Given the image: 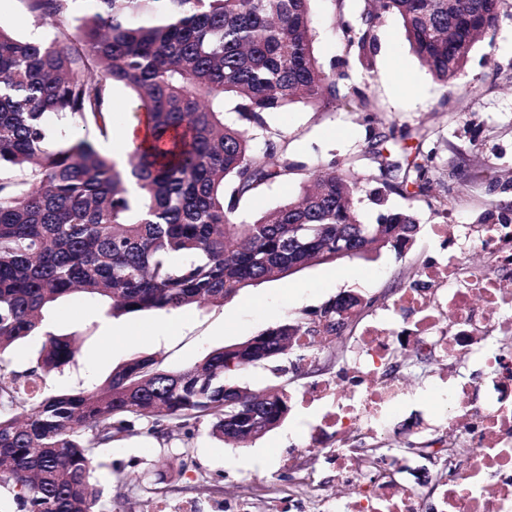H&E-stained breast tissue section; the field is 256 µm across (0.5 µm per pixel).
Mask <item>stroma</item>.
<instances>
[{"instance_id":"35a3bbf8","label":"stroma","mask_w":512,"mask_h":512,"mask_svg":"<svg viewBox=\"0 0 512 512\" xmlns=\"http://www.w3.org/2000/svg\"><path fill=\"white\" fill-rule=\"evenodd\" d=\"M316 33L315 55L326 71L345 72L352 84L371 95L383 124L395 123L428 133L437 147L440 170L428 196L407 202L390 195L386 207L373 204L365 193L355 197L362 223L376 224L383 209L412 208L420 232L412 247L396 254L375 246L362 259L313 265L278 280L238 292L224 305L203 304L168 312H145L110 319L97 304L73 297L56 306L48 331L78 334L84 341L73 362L45 382L48 393L71 392L102 384L113 368L132 355H152L168 370L200 362L210 351L246 340L286 320L310 312L339 294L393 301L419 267L440 258L442 246L432 227L441 219L452 224L477 223L482 213L512 215V19L502 20L474 46L464 71L443 84L436 81L411 50L398 18H387L375 30L378 50L371 70L347 58L334 28L333 0H312ZM266 120L292 142L315 173L321 164H371V136L358 113L342 103L313 106L303 102L270 112ZM496 169L499 185L489 189L487 169ZM306 174L263 188L241 200L235 217L250 221L259 213L294 197ZM351 343L337 338L331 348L306 355L291 351L277 364L250 368L241 381L262 393L275 381V367L285 368V389L293 401L287 418L261 438L237 446L212 438L207 429L192 437L161 442L136 435L116 442L106 465L96 472L104 490L122 485L127 495L121 512H157L165 504L198 502L200 512H212L229 499L251 503L264 512L274 496H286L306 477L299 448L322 415L348 390L336 383ZM441 366L427 360L415 370L401 369L405 393L387 415L390 435L402 441L430 435L442 405L432 389ZM189 451L196 470L181 471L178 455ZM167 476L163 492H154L158 473Z\"/></svg>"}]
</instances>
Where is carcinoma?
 <instances>
[{"label": "carcinoma", "mask_w": 512, "mask_h": 512, "mask_svg": "<svg viewBox=\"0 0 512 512\" xmlns=\"http://www.w3.org/2000/svg\"><path fill=\"white\" fill-rule=\"evenodd\" d=\"M52 35L23 39L0 25V355L44 325L52 307L80 294L113 317L222 305L248 286L286 277L288 263L331 260L340 234L359 223L353 200L373 184L408 200L431 190L436 150L425 135L405 162L372 145V166L325 171L299 194L238 224L239 202L306 167L265 114L296 102L346 100L364 123H379L368 94H340L336 75L314 54L310 0H91L76 31L74 0H23ZM345 53L372 66L374 29L400 18L407 40L443 84L466 67L477 39L504 18L506 0H335ZM142 103L148 142L123 141L120 169L83 131L115 138L117 85ZM238 101L224 121V99ZM61 122L56 134L49 116ZM303 224L301 242L289 226ZM410 210L367 226L402 251L419 232ZM287 321L182 370L150 355L116 366L91 390L41 395L19 409L18 390L67 365L77 335L45 334L36 365L6 371L0 359V489L12 512H112L94 473L112 444L147 417L143 434L169 441L206 424L222 441L246 439L237 418L277 428L291 411L281 386L256 396L238 382L256 356L271 363L303 335L328 345L344 328L327 318Z\"/></svg>", "instance_id": "carcinoma-1"}]
</instances>
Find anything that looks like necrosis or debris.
<instances>
[{
  "mask_svg": "<svg viewBox=\"0 0 512 512\" xmlns=\"http://www.w3.org/2000/svg\"><path fill=\"white\" fill-rule=\"evenodd\" d=\"M451 238L448 258L425 265L383 312L363 323L339 373L353 391L315 426L310 453L331 469L349 499L310 485L305 500L274 497L268 512H512V224L434 227ZM478 244L490 267L463 253ZM431 350L445 362L448 408L436 420L454 455L444 457L432 494L418 482H399L395 469L413 473L414 455H361L360 442L377 441L387 426L383 409L403 389L388 382V363Z\"/></svg>",
  "mask_w": 512,
  "mask_h": 512,
  "instance_id": "necrosis-or-debris-1",
  "label": "necrosis or debris"
}]
</instances>
